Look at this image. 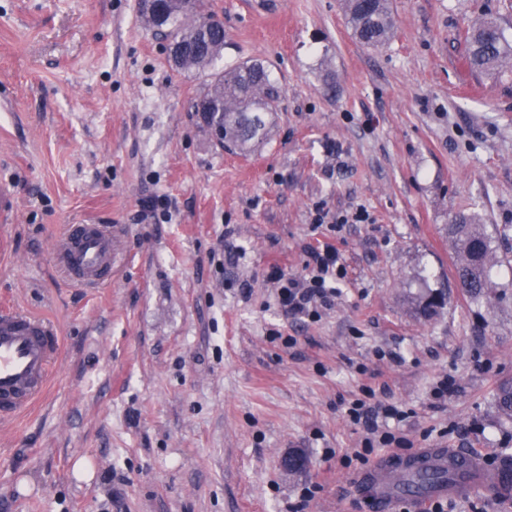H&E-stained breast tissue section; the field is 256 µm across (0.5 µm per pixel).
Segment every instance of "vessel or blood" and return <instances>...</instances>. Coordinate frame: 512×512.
<instances>
[{"label": "vessel or blood", "mask_w": 512, "mask_h": 512, "mask_svg": "<svg viewBox=\"0 0 512 512\" xmlns=\"http://www.w3.org/2000/svg\"><path fill=\"white\" fill-rule=\"evenodd\" d=\"M55 259L70 279L82 286L111 280L115 253L112 235L99 224L68 225ZM56 329L45 320L11 309L0 311V422L30 408L44 393L49 368L60 349ZM460 467L466 480L436 489L439 497H459L480 489L491 497L512 492V465L487 468L480 456L459 448H420L410 455L387 454L351 484L369 512H389L405 495L403 483L417 470Z\"/></svg>", "instance_id": "b4317fda"}]
</instances>
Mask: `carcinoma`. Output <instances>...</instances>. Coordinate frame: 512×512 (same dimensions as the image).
Returning a JSON list of instances; mask_svg holds the SVG:
<instances>
[{
	"label": "carcinoma",
	"instance_id": "cac0c4a2",
	"mask_svg": "<svg viewBox=\"0 0 512 512\" xmlns=\"http://www.w3.org/2000/svg\"><path fill=\"white\" fill-rule=\"evenodd\" d=\"M343 13L357 40L379 47L391 38L395 20L390 0H343ZM148 26L165 30L174 47L179 71H194L204 78L207 88L201 100L213 104L207 125L214 128L218 140L234 145L241 152L266 135L265 115L279 108L282 90L270 77L264 62L252 60L230 69H215L224 51V21L206 9L204 0H172L162 13L142 11ZM210 21L209 38L200 44L191 39L196 22ZM512 59V43L495 20L476 21L466 36V60L471 71L491 74ZM448 238L458 256L456 287L477 298L491 287V272L497 261L491 240L474 214H458L448 224ZM497 404L512 415V380L502 382ZM449 471H421L409 476L406 489L419 492L437 481H451Z\"/></svg>",
	"mask_w": 512,
	"mask_h": 512
}]
</instances>
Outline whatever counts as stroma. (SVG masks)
I'll list each match as a JSON object with an SVG mask.
<instances>
[{"label": "stroma", "mask_w": 512, "mask_h": 512, "mask_svg": "<svg viewBox=\"0 0 512 512\" xmlns=\"http://www.w3.org/2000/svg\"><path fill=\"white\" fill-rule=\"evenodd\" d=\"M390 2L394 35L372 48L340 0H206L218 68L263 61L282 90L242 155L198 121L204 82L172 68L140 0H0V301L63 338L42 400L0 423V512H290L307 487L305 512H368L347 477L355 452L386 448L346 407L370 391L406 413L400 454L512 458L496 402L512 379V64L476 75L464 59L482 17L512 40V0ZM155 195L168 213L143 218ZM319 204L369 218L317 224ZM461 210L498 261L476 299L446 234ZM79 223L114 236L96 288L52 258ZM324 243L345 269L334 306L286 316L269 267L303 273ZM292 449L305 471L281 467Z\"/></svg>", "instance_id": "stroma-1"}]
</instances>
